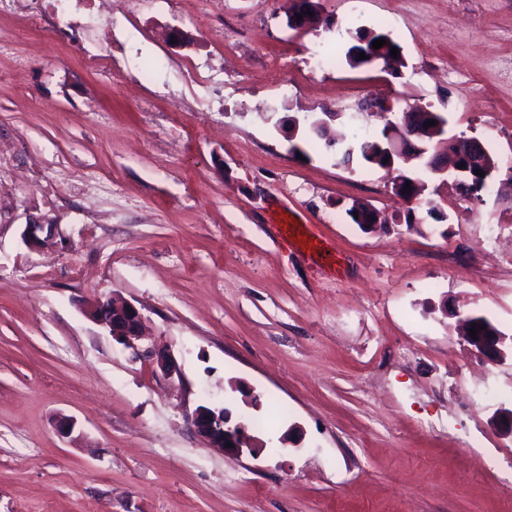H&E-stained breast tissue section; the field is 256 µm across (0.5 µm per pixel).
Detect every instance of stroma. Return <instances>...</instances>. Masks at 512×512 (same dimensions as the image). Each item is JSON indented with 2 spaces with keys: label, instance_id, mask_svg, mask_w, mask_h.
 I'll list each match as a JSON object with an SVG mask.
<instances>
[{
  "label": "stroma",
  "instance_id": "obj_1",
  "mask_svg": "<svg viewBox=\"0 0 512 512\" xmlns=\"http://www.w3.org/2000/svg\"><path fill=\"white\" fill-rule=\"evenodd\" d=\"M320 4L333 28L301 33L291 0H115L108 28L96 0L0 11V512H512V360L458 331L481 314L512 336V235L482 224L512 212V0ZM359 28L389 32L401 74L347 65ZM409 104L482 141L499 193L414 169L409 202L394 172L339 163ZM325 112L332 146L308 132ZM284 207L341 270L280 240ZM36 219L55 247L25 246ZM113 295L145 317L136 348L85 312ZM202 405L251 451L210 447ZM193 424L199 436L213 448H222L229 455H239L243 448L251 449L250 436L242 421H234L232 412L226 408L199 406L194 413ZM228 442L233 448H226Z\"/></svg>",
  "mask_w": 512,
  "mask_h": 512
}]
</instances>
